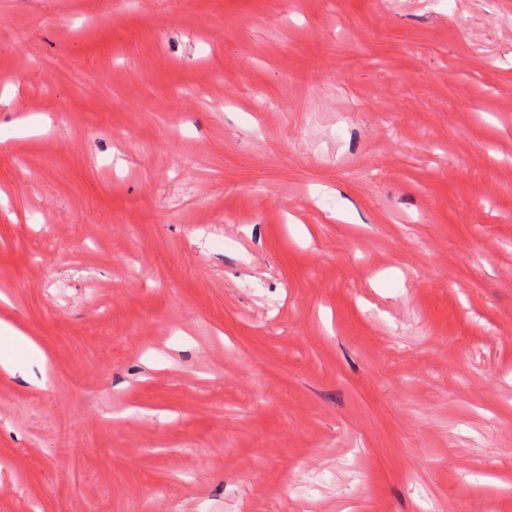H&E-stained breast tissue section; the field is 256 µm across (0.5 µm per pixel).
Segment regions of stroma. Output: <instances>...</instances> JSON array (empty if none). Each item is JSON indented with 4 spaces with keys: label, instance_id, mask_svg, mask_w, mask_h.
Returning a JSON list of instances; mask_svg holds the SVG:
<instances>
[{
    "label": "stroma",
    "instance_id": "obj_1",
    "mask_svg": "<svg viewBox=\"0 0 512 512\" xmlns=\"http://www.w3.org/2000/svg\"><path fill=\"white\" fill-rule=\"evenodd\" d=\"M0 319V512H512V0H0Z\"/></svg>",
    "mask_w": 512,
    "mask_h": 512
}]
</instances>
